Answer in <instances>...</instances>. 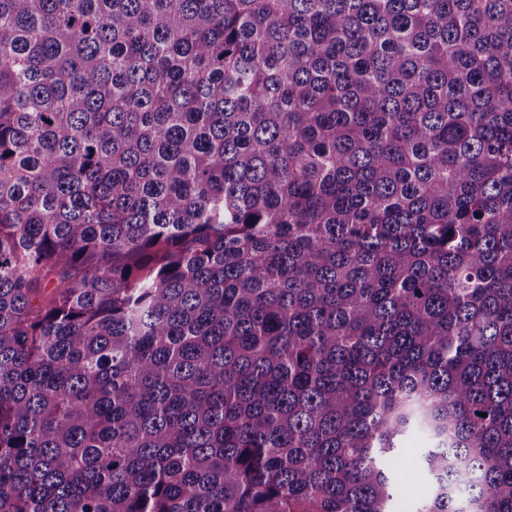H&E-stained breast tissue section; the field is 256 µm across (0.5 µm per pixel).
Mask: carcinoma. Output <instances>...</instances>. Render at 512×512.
Listing matches in <instances>:
<instances>
[{"mask_svg": "<svg viewBox=\"0 0 512 512\" xmlns=\"http://www.w3.org/2000/svg\"><path fill=\"white\" fill-rule=\"evenodd\" d=\"M414 431L512 512V0H0V512H393Z\"/></svg>", "mask_w": 512, "mask_h": 512, "instance_id": "obj_1", "label": "carcinoma"}]
</instances>
